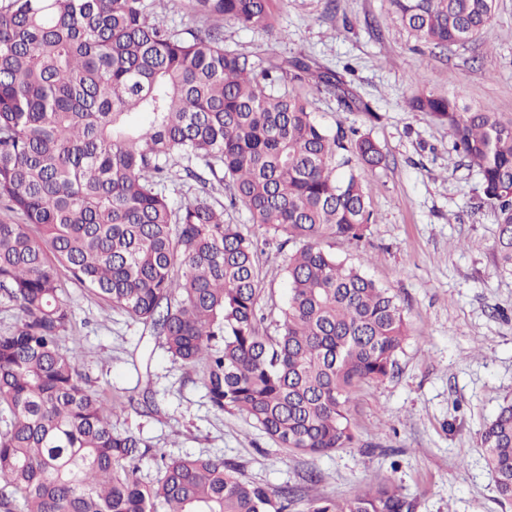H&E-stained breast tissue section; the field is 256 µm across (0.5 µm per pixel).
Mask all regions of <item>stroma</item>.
<instances>
[{"label":"stroma","mask_w":512,"mask_h":512,"mask_svg":"<svg viewBox=\"0 0 512 512\" xmlns=\"http://www.w3.org/2000/svg\"><path fill=\"white\" fill-rule=\"evenodd\" d=\"M388 0H287L278 24L283 39L224 20L227 49L302 58L331 71L368 103L348 110L324 90L309 94L330 130L369 133L387 157L362 173L376 219L360 244L336 238L324 248L389 288L404 308L409 337L388 379L353 396L352 447L320 457L290 453L244 415L215 411L201 370L171 361L150 327L75 285L64 300L73 322L63 350L80 354L79 369L93 389L127 403L149 393L152 410L133 408L114 418V431L139 434L168 456H219L244 477L270 489L298 487L288 512H306L321 497L350 499L387 481L412 501L414 512H512L501 505L484 460L480 436L512 399V276L500 275L492 249L498 225L482 204L481 178L456 155L445 127L406 101L419 91L458 95L469 106L512 114V0H498L496 19L477 40L440 52L388 21ZM223 203L224 216L254 240L263 226L243 207L229 206L217 182L169 185L172 205L201 192ZM286 255L267 245L258 309L272 328L288 301ZM315 471L316 482L305 481Z\"/></svg>","instance_id":"35a3bbf8"}]
</instances>
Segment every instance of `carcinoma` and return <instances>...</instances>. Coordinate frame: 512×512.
Returning <instances> with one entry per match:
<instances>
[{
	"label": "carcinoma",
	"mask_w": 512,
	"mask_h": 512,
	"mask_svg": "<svg viewBox=\"0 0 512 512\" xmlns=\"http://www.w3.org/2000/svg\"><path fill=\"white\" fill-rule=\"evenodd\" d=\"M190 2L203 24L179 33L149 0H0V295L22 312L0 331L4 512H286L292 499L218 456L157 452L159 483L143 482L136 461L151 448L112 428L126 406L87 387L77 352L60 348L69 283L149 326L173 361L202 365L212 408L310 457L354 444L352 394L393 375L408 339L396 296L321 247L358 243L375 223L363 176L338 175L344 153L368 169L386 156L368 133H331L296 83L369 106L303 59L259 68L224 48L225 19L283 38L285 0ZM389 2L392 20L439 50L475 41L497 11V0ZM408 105L445 126L481 175L495 266L512 275V114L423 91ZM177 157L221 170L251 223L292 245L276 334L258 315L253 240L205 191L172 206ZM481 445L512 503V402ZM413 508L383 483L309 512Z\"/></svg>",
	"instance_id": "carcinoma-1"
}]
</instances>
